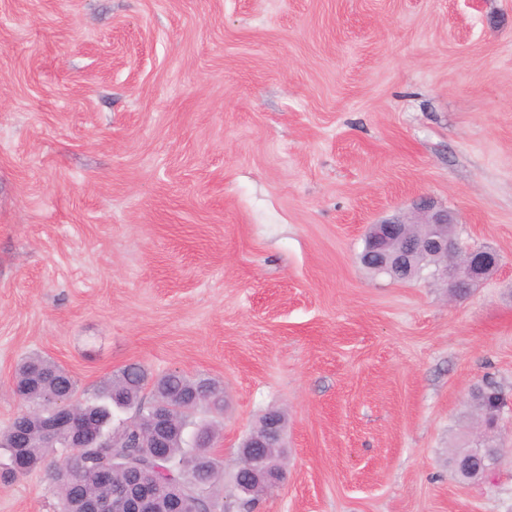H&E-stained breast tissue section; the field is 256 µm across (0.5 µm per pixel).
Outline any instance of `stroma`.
<instances>
[{
	"label": "stroma",
	"instance_id": "stroma-1",
	"mask_svg": "<svg viewBox=\"0 0 512 512\" xmlns=\"http://www.w3.org/2000/svg\"><path fill=\"white\" fill-rule=\"evenodd\" d=\"M422 196L500 257L466 298L360 262ZM33 353L214 379L228 474L281 411L258 512H512V0H0V432ZM0 512H57L46 471ZM471 401L473 407L479 412L481 418H483L485 412L496 405L502 403V398L498 389L487 384L486 386L475 387L471 393ZM493 444L494 440L492 438L483 436L479 443L480 448L474 449L471 454H466L467 458L464 460V466L476 468L475 470L481 473L482 479H485V471L488 468H492L493 464L497 465L501 459L499 456L501 453L500 448H493ZM473 461H478L479 466H470ZM481 468L485 471H482Z\"/></svg>",
	"mask_w": 512,
	"mask_h": 512
}]
</instances>
